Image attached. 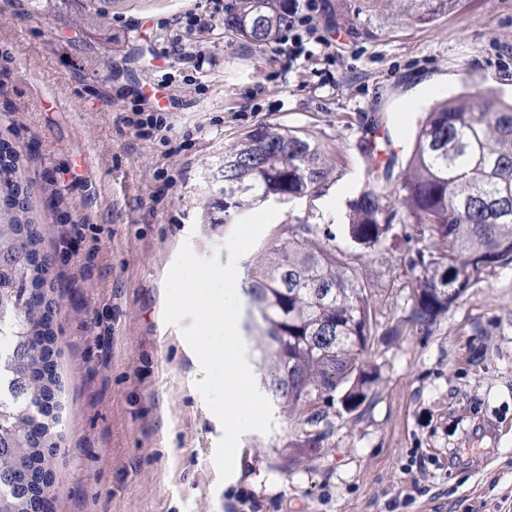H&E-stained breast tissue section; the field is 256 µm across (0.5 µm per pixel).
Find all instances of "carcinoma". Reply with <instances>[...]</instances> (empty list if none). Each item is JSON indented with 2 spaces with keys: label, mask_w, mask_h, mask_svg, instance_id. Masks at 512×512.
<instances>
[{
  "label": "carcinoma",
  "mask_w": 512,
  "mask_h": 512,
  "mask_svg": "<svg viewBox=\"0 0 512 512\" xmlns=\"http://www.w3.org/2000/svg\"><path fill=\"white\" fill-rule=\"evenodd\" d=\"M122 0H86L84 10L105 20ZM371 35L373 13L417 24L432 22L456 0H342ZM288 0H229L224 32L264 47L288 26ZM356 148L369 162V187L348 202L347 235L357 257L379 255L393 229L410 244L403 261L411 274L404 329L427 332L472 287L512 264V103L495 90L439 100L419 120L403 171L396 157L376 161L382 120L358 115ZM232 164L214 179L209 209L224 197L222 224L254 206L316 198L335 171L309 136L258 126L224 152ZM0 218L12 236L0 257V512H49L56 448L59 380L48 298L50 260L40 252L19 156L0 141ZM335 236L307 221L280 230L262 254L244 264L247 301L243 328L259 351L260 385L293 417L340 394L347 411L372 400L378 369L367 361L383 287L361 273L332 244Z\"/></svg>",
  "instance_id": "obj_1"
}]
</instances>
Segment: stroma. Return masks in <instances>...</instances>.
Returning a JSON list of instances; mask_svg holds the SVG:
<instances>
[{
	"instance_id": "1",
	"label": "stroma",
	"mask_w": 512,
	"mask_h": 512,
	"mask_svg": "<svg viewBox=\"0 0 512 512\" xmlns=\"http://www.w3.org/2000/svg\"><path fill=\"white\" fill-rule=\"evenodd\" d=\"M0 0V139L19 166L52 261L61 382L51 470L54 512H512V265L469 289L430 332L391 335L407 307L403 240L389 247L368 352L370 405L273 411L245 433L237 479L220 480L223 429L194 382L165 279L183 243L227 263L233 227L204 220L209 169L260 125L318 140L335 177L323 196L280 205L253 247L281 225H329L337 248L347 203L370 181L355 116H381L382 150L404 167L418 120L444 96L491 88L512 100V0H457L420 25L385 15L372 36L319 0V37L287 62L275 46L228 41L211 0H126L104 25L80 0ZM204 23L170 37L185 12ZM201 54L181 63L179 46ZM169 113L144 139L124 118ZM327 431L317 448L291 440ZM293 464H285V456ZM426 471L417 487L413 458Z\"/></svg>"
}]
</instances>
